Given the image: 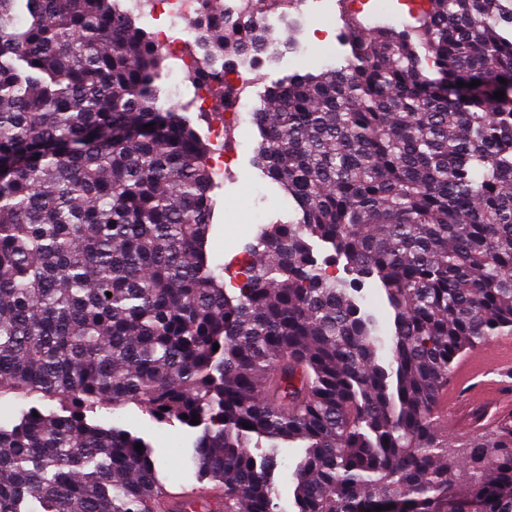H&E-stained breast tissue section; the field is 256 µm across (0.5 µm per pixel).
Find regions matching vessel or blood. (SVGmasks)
<instances>
[{
	"instance_id": "vessel-or-blood-1",
	"label": "vessel or blood",
	"mask_w": 512,
	"mask_h": 512,
	"mask_svg": "<svg viewBox=\"0 0 512 512\" xmlns=\"http://www.w3.org/2000/svg\"><path fill=\"white\" fill-rule=\"evenodd\" d=\"M512 372V338L503 337L464 356L444 391L437 414L438 425L467 407L493 405L504 410L512 407V397L502 393L500 386L486 385L488 375Z\"/></svg>"
}]
</instances>
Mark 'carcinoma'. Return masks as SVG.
I'll return each mask as SVG.
<instances>
[{"label": "carcinoma", "mask_w": 512, "mask_h": 512, "mask_svg": "<svg viewBox=\"0 0 512 512\" xmlns=\"http://www.w3.org/2000/svg\"><path fill=\"white\" fill-rule=\"evenodd\" d=\"M137 20L116 0H0V397L58 403L0 424V512H285L282 448L303 449L293 512H512V423L458 448L436 424L455 361L512 335V17L428 0L266 87L254 163L296 215L260 225L232 291L210 142L164 107ZM194 26V86L270 41ZM371 278L385 337L355 295ZM105 402L198 419L210 488L168 491L149 443L87 421Z\"/></svg>", "instance_id": "cac0c4a2"}]
</instances>
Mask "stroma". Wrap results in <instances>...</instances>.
<instances>
[{
  "mask_svg": "<svg viewBox=\"0 0 512 512\" xmlns=\"http://www.w3.org/2000/svg\"><path fill=\"white\" fill-rule=\"evenodd\" d=\"M342 23L336 16L332 0H310L305 13L276 19L270 29L272 45L263 56L261 81L268 84L296 70L310 66H332L341 63L349 47L337 41L335 33ZM327 32L321 51H313L311 34ZM258 139L253 121L246 120L232 129L227 140L214 141L215 150H227L233 163L221 175V188L216 191L218 219L213 231V261L224 266L225 280H233L246 246L253 242L259 225L273 220L293 218L294 211L281 196L275 184L261 175L252 159ZM89 420L103 425L127 426L148 441L160 472L174 489L195 484L189 461L191 446L198 429L179 422H159L135 404L119 408L103 406L88 415Z\"/></svg>",
  "mask_w": 512,
  "mask_h": 512,
  "instance_id": "stroma-1",
  "label": "stroma"
}]
</instances>
